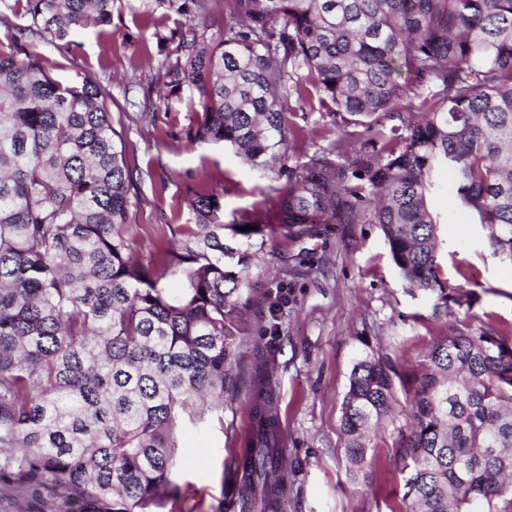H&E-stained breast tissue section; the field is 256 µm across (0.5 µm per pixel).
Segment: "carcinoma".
Instances as JSON below:
<instances>
[{
  "instance_id": "cac0c4a2",
  "label": "carcinoma",
  "mask_w": 512,
  "mask_h": 512,
  "mask_svg": "<svg viewBox=\"0 0 512 512\" xmlns=\"http://www.w3.org/2000/svg\"><path fill=\"white\" fill-rule=\"evenodd\" d=\"M159 2L185 15L207 4ZM112 4L0 0V486L20 494L18 512L44 493L69 512L166 507L178 433L223 413L237 384L236 313L266 243L253 236L295 240L366 213L407 285L441 288L427 196L446 167L455 203L512 260V0H225L224 33L182 32L159 77L171 94H199L191 142L227 146L287 184L244 219L249 231L224 223L219 196L198 194L147 264L132 255L131 172L108 93L87 77L58 81L35 49L77 47L91 27L112 34ZM404 72L446 94L425 98L422 121L353 172L370 212L329 157L288 166V83L312 84L344 121L369 125L411 91ZM399 383L412 388L397 449L409 512H512V335L455 331L409 376L388 356L357 359L341 408L354 477L368 476L371 429L396 421ZM275 402L255 365L236 468L268 503L287 472Z\"/></svg>"
}]
</instances>
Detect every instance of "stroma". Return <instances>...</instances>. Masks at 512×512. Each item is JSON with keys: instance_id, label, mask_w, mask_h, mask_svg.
<instances>
[{"instance_id": "obj_1", "label": "stroma", "mask_w": 512, "mask_h": 512, "mask_svg": "<svg viewBox=\"0 0 512 512\" xmlns=\"http://www.w3.org/2000/svg\"><path fill=\"white\" fill-rule=\"evenodd\" d=\"M224 0L186 16L168 7L152 18L114 0L112 34L87 30L80 48L38 49L62 82L85 76L110 93L112 124L133 173L129 222L136 229L134 254L153 256L160 227L183 224L198 192L218 194L224 221L237 223L263 210L272 195L261 177L231 150L189 143L202 110L198 94L182 88L167 95L158 73L175 59L176 42L158 47L155 31L194 26L206 36L224 30ZM427 88L378 114L372 127L343 122L329 99L311 84L283 98L291 130V165L325 152L352 174L374 159L391 129L423 117ZM455 180L448 169L434 175L430 205L440 217L438 262L445 292L408 287L393 264L378 225L321 224L299 241L275 238L249 272L245 328L234 370L236 391L225 394L222 420L187 425L180 436L181 463L172 479L177 512H248L239 505L235 457L251 436L244 395L256 362L266 363L278 396L288 479L280 512H402L403 475L387 424L371 439L368 478L352 479L340 429L341 405L355 360L362 354L390 356L416 366L449 330L493 329L512 333V261L487 245L488 231L471 214L451 206Z\"/></svg>"}]
</instances>
